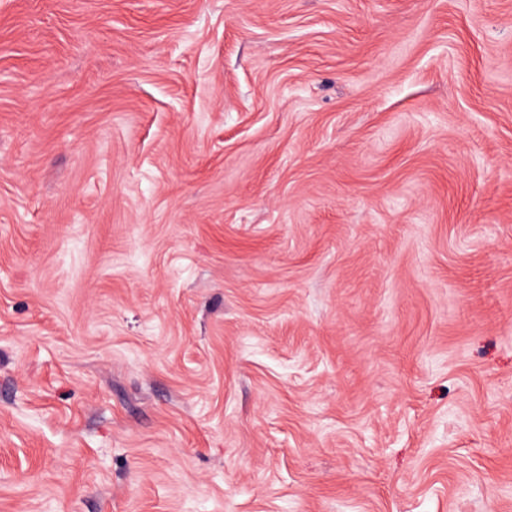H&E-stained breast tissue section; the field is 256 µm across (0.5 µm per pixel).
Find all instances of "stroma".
<instances>
[{
  "instance_id": "35a3bbf8",
  "label": "stroma",
  "mask_w": 512,
  "mask_h": 512,
  "mask_svg": "<svg viewBox=\"0 0 512 512\" xmlns=\"http://www.w3.org/2000/svg\"><path fill=\"white\" fill-rule=\"evenodd\" d=\"M0 512H512V0H0Z\"/></svg>"
}]
</instances>
